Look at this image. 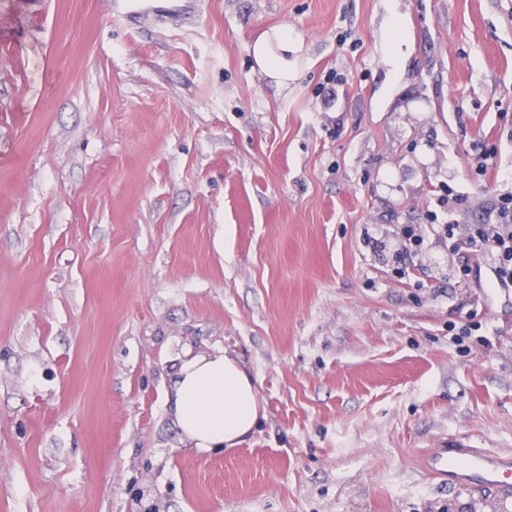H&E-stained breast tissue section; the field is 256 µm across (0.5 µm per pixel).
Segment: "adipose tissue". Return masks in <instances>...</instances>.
Returning a JSON list of instances; mask_svg holds the SVG:
<instances>
[{
    "instance_id": "ef3b65f1",
    "label": "adipose tissue",
    "mask_w": 512,
    "mask_h": 512,
    "mask_svg": "<svg viewBox=\"0 0 512 512\" xmlns=\"http://www.w3.org/2000/svg\"><path fill=\"white\" fill-rule=\"evenodd\" d=\"M300 49L291 31L279 26L255 40L250 53L258 68L284 87L299 76L288 57ZM167 401L183 442L201 451L238 447L259 419L253 378L221 348L186 352L170 375Z\"/></svg>"
}]
</instances>
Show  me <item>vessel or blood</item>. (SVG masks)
<instances>
[{
    "mask_svg": "<svg viewBox=\"0 0 512 512\" xmlns=\"http://www.w3.org/2000/svg\"><path fill=\"white\" fill-rule=\"evenodd\" d=\"M114 18L131 23L160 10L186 12L182 0H111ZM428 474L446 485L489 487L512 492V456L494 454L462 440L430 449L424 461Z\"/></svg>",
    "mask_w": 512,
    "mask_h": 512,
    "instance_id": "1",
    "label": "vessel or blood"
}]
</instances>
